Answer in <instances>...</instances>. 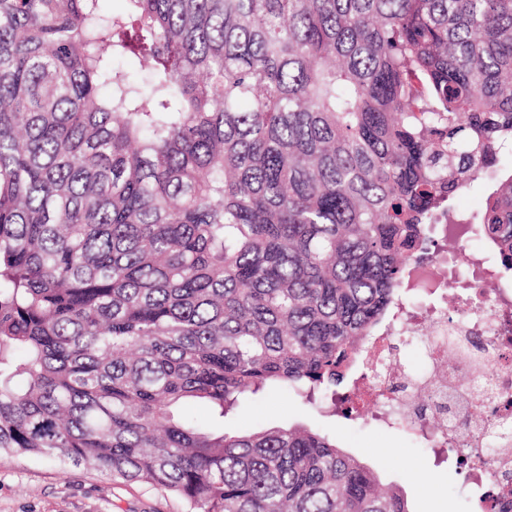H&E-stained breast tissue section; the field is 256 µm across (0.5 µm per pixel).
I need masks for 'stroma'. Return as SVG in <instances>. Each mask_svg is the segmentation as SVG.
Segmentation results:
<instances>
[{
  "label": "stroma",
  "mask_w": 512,
  "mask_h": 512,
  "mask_svg": "<svg viewBox=\"0 0 512 512\" xmlns=\"http://www.w3.org/2000/svg\"><path fill=\"white\" fill-rule=\"evenodd\" d=\"M182 414L225 430L259 431L304 425L335 437L386 486L401 489L412 512H476L478 484L471 467L405 427L369 413L348 420L278 392L242 399L235 413L218 418L190 400ZM186 503L141 483L106 479L83 467H62L25 457L0 458V512H187Z\"/></svg>",
  "instance_id": "35a3bbf8"
}]
</instances>
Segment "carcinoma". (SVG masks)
I'll use <instances>...</instances> for the list:
<instances>
[{
	"mask_svg": "<svg viewBox=\"0 0 512 512\" xmlns=\"http://www.w3.org/2000/svg\"><path fill=\"white\" fill-rule=\"evenodd\" d=\"M100 2L0 0V456L190 512H410L327 434L178 408L348 417L344 370L439 299L436 238L512 272V173L453 205L512 152V0ZM485 200L486 195L483 190L478 186H474L470 191L457 195L454 204L457 211L473 215L482 212ZM180 412L195 421L204 422L210 426L218 427L220 425L218 415L202 401H187L180 408Z\"/></svg>",
	"mask_w": 512,
	"mask_h": 512,
	"instance_id": "carcinoma-1",
	"label": "carcinoma"
}]
</instances>
